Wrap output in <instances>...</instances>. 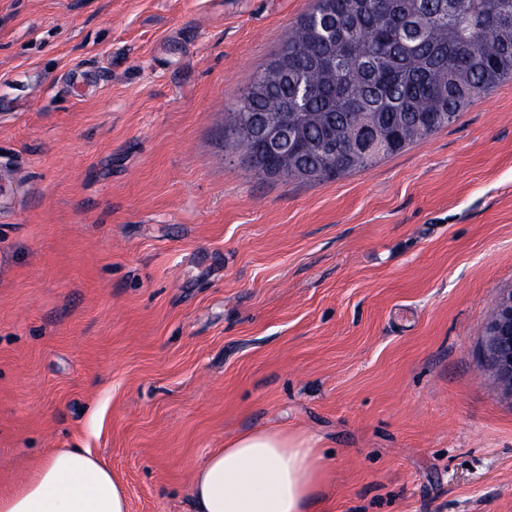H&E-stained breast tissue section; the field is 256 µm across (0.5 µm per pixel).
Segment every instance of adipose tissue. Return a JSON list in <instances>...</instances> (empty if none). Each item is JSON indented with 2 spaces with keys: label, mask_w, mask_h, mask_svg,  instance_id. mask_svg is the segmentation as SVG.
Returning a JSON list of instances; mask_svg holds the SVG:
<instances>
[{
  "label": "adipose tissue",
  "mask_w": 512,
  "mask_h": 512,
  "mask_svg": "<svg viewBox=\"0 0 512 512\" xmlns=\"http://www.w3.org/2000/svg\"><path fill=\"white\" fill-rule=\"evenodd\" d=\"M319 437L282 428L236 435L191 474L194 512H309L326 483ZM0 512H127L110 468L82 448L49 454L0 494Z\"/></svg>",
  "instance_id": "obj_1"
}]
</instances>
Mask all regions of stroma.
Listing matches in <instances>:
<instances>
[{"mask_svg": "<svg viewBox=\"0 0 512 512\" xmlns=\"http://www.w3.org/2000/svg\"><path fill=\"white\" fill-rule=\"evenodd\" d=\"M316 0H0V493L85 448L192 512L236 434L320 437L312 512H512V80L352 174L225 128ZM484 349L501 391L512 399V290L499 298L486 327Z\"/></svg>", "mask_w": 512, "mask_h": 512, "instance_id": "1", "label": "stroma"}]
</instances>
